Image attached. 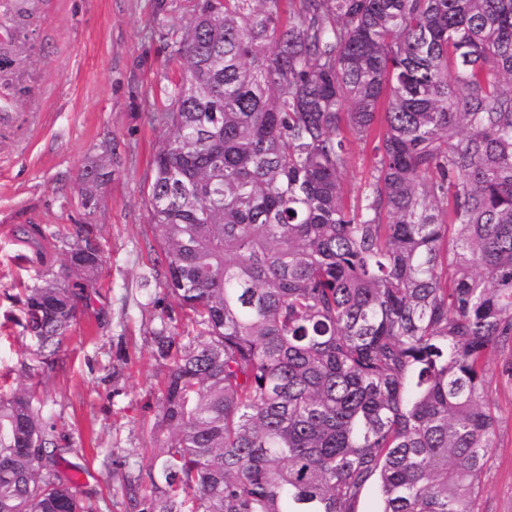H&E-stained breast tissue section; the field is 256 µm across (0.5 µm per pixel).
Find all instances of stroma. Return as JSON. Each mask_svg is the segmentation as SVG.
I'll use <instances>...</instances> for the list:
<instances>
[{
    "label": "stroma",
    "mask_w": 512,
    "mask_h": 512,
    "mask_svg": "<svg viewBox=\"0 0 512 512\" xmlns=\"http://www.w3.org/2000/svg\"><path fill=\"white\" fill-rule=\"evenodd\" d=\"M195 0H0V390L30 389L60 447L61 468L102 512H124L121 482L162 437L158 385L168 363L152 332L159 317L189 328L166 294L149 224L157 92L178 80L171 33ZM110 177L94 212L80 205L92 161ZM98 225L106 262L49 365L24 333L27 288L60 274L77 225ZM56 235L37 258L24 233ZM490 363L498 446L483 478L481 512H512V386Z\"/></svg>",
    "instance_id": "1"
}]
</instances>
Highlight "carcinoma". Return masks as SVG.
<instances>
[{"instance_id": "1", "label": "carcinoma", "mask_w": 512, "mask_h": 512, "mask_svg": "<svg viewBox=\"0 0 512 512\" xmlns=\"http://www.w3.org/2000/svg\"><path fill=\"white\" fill-rule=\"evenodd\" d=\"M149 216L167 435L126 512H478L512 383V0H197ZM373 141L352 200L349 138ZM103 174H82L81 196ZM104 253L27 291L55 354ZM0 395V512H99Z\"/></svg>"}]
</instances>
